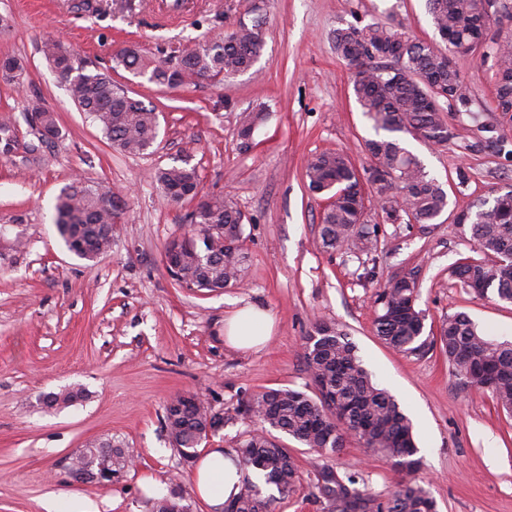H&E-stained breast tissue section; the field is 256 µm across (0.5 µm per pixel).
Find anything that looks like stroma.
<instances>
[{
    "label": "stroma",
    "mask_w": 512,
    "mask_h": 512,
    "mask_svg": "<svg viewBox=\"0 0 512 512\" xmlns=\"http://www.w3.org/2000/svg\"><path fill=\"white\" fill-rule=\"evenodd\" d=\"M186 2L179 17L160 23L162 0H0V14L12 19L0 57L25 68L21 84L0 82V124L8 126L0 133V512H46L51 498L67 505L88 498L98 512H152L143 491L149 477L163 494L183 492L191 512H212L195 487L196 461L169 440L167 404L197 395L223 411V428L198 451L236 452L254 427L244 411L252 395L313 393L302 346L320 320L349 334L411 419L422 457L416 477L438 512H512V416L495 411L489 391L458 384L439 348L398 353L373 331L380 287L411 274L425 335L463 312L489 337L512 340V304L475 294L453 273L473 253L457 214L512 188V145H493L504 123L491 109L492 57L479 50L458 60L474 102L455 120L456 139L443 148L406 141L446 191L443 214L431 224H387L371 198L365 218L379 228L376 251L327 252L317 244L326 200L309 191L305 163L339 149L368 165L364 143L375 136L333 32L356 21L399 23L417 39L438 41L426 0H268L259 60L223 82L171 89L114 68L126 47L171 61L222 32L245 5ZM49 39L156 106L150 153L110 145L42 56ZM35 101L55 113L61 135L44 162L32 164L25 155ZM260 103L267 118L242 146L239 114ZM182 159L197 167L204 192L230 198L245 215L243 278L218 292L181 288L163 263L192 206L170 203L153 174ZM79 176L108 184L128 205L110 250L93 261L70 253L54 224L57 196ZM248 303L267 309L275 328L260 349L240 351L225 343L224 320ZM73 387L87 398L66 408L43 404L44 395ZM105 439L118 450L111 486L74 481L71 454ZM287 446L299 479L275 512H336L320 491L326 469L355 474L359 489L380 498L406 477L354 440L338 456Z\"/></svg>",
    "instance_id": "stroma-1"
}]
</instances>
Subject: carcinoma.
<instances>
[{"label": "carcinoma", "instance_id": "cac0c4a2", "mask_svg": "<svg viewBox=\"0 0 512 512\" xmlns=\"http://www.w3.org/2000/svg\"><path fill=\"white\" fill-rule=\"evenodd\" d=\"M482 2L426 0L436 31L448 34V47L442 51L409 36L400 26L378 22L349 24L334 32L336 55L357 68L354 95L377 138L366 141L371 165L362 172L339 150L322 151L307 161L308 188L327 195L328 200L320 216L322 248L336 251L351 242L366 254L376 250L375 228L365 223L366 187L381 200L382 214L397 212L405 224H431L446 210L445 190L406 148L403 137L430 147H444L457 138L452 111H466L472 103V92L458 68V59L465 53L458 48L490 38L496 73L503 75L496 84L493 109L512 124V37L488 36ZM244 13H255L259 20L229 23L226 31L185 51L173 65L134 48L122 49L113 62L117 68L170 87L233 78L249 71L264 47L263 7L249 0ZM63 49L61 41L50 39L41 46V53L58 71L75 103L114 146L132 155L147 153L158 136L156 108L128 95L110 75L89 72L74 58L66 60ZM22 73L18 59L7 57L0 80L18 84ZM264 120L262 108L243 111L238 135L257 129ZM154 178L167 198L174 189L200 188L197 168L187 160L157 169ZM113 195L109 186L82 178L61 189L55 227L64 242L84 245L75 256L83 259L87 252L111 247L107 227L113 223L108 205ZM472 215L469 232L478 257L463 259L454 274L476 293L491 290L500 301L512 304V206L504 209L498 199L482 200ZM188 221L190 230L184 240L206 233L212 247L207 249V263L199 262L192 251H184L183 277L197 285L206 279L215 288L239 281L244 256L240 251L226 252L224 240L243 238L242 212L223 195L207 194L204 211L190 212ZM416 301L415 278L388 281L377 294L376 336L388 348L407 354L420 353L429 345L439 347L462 384L480 388L490 384L496 407L511 415L512 342L488 337L464 313L446 317L438 335L424 339V314ZM304 359L312 384L336 400V411L326 408L320 396L294 389L271 388L252 396L247 411L255 428L244 440L237 461L256 471L261 482L244 480L232 498L237 512H275L277 495L290 493L299 479L296 458L272 436L274 431L336 455L354 438L402 471L412 474L420 467L410 418L365 368L347 333L326 322L315 323L306 336ZM82 397V389L72 388L47 394L43 403L50 408L67 407ZM207 425L205 413L197 406L181 414L166 408L168 435L179 439L186 455L196 456L197 439ZM110 448L112 440L106 439L82 449L79 470L96 471L104 450ZM263 484L274 487L277 494H262ZM355 484L351 474L323 473L322 490L336 502V512H437L433 497L415 480L399 483L384 498L373 497Z\"/></svg>", "mask_w": 512, "mask_h": 512}]
</instances>
